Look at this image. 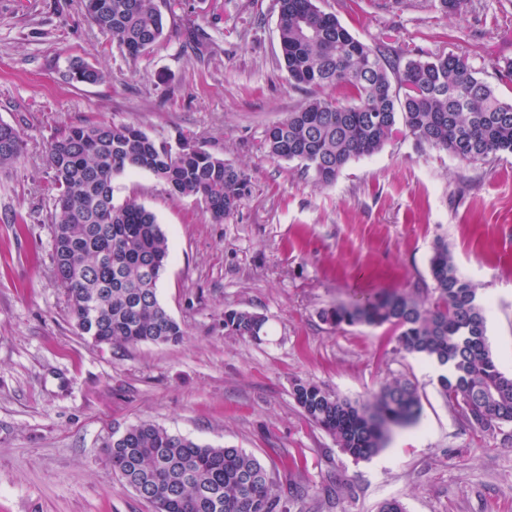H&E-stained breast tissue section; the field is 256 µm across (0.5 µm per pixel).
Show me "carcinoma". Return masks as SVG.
I'll return each mask as SVG.
<instances>
[{"label": "carcinoma", "mask_w": 512, "mask_h": 512, "mask_svg": "<svg viewBox=\"0 0 512 512\" xmlns=\"http://www.w3.org/2000/svg\"><path fill=\"white\" fill-rule=\"evenodd\" d=\"M317 0H277L282 64L305 102L265 130L273 160L299 162L329 185L354 159L380 151L404 131L461 160L512 154V102L475 76L462 55L403 60L401 49L356 39ZM90 23L136 59L164 36L157 0H85ZM69 80L97 84L106 74L84 62ZM23 143L0 124V168L15 164ZM53 199V264L66 288L76 328L109 346L175 344L185 331L163 308L158 283L169 243L155 215L134 200L117 204L112 179L151 173L169 190L200 201L215 223L229 219L251 192L245 172L206 150L158 141L127 123L71 126L48 145ZM432 288L423 296L381 292L321 312L340 327L389 325L399 353L449 366L438 384L446 403L475 430L512 424V376L502 372L485 339L483 307L438 243L429 260ZM264 318L224 309V332L259 341ZM293 396L306 418L354 460L379 453L392 429L415 423L418 387L399 377L371 400L352 402L313 381L297 379ZM121 479L159 512H286L274 477L253 454L216 448L140 421L109 445Z\"/></svg>", "instance_id": "obj_1"}]
</instances>
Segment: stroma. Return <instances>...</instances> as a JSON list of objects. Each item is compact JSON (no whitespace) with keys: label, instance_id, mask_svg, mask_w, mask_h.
<instances>
[{"label":"stroma","instance_id":"35a3bbf8","mask_svg":"<svg viewBox=\"0 0 512 512\" xmlns=\"http://www.w3.org/2000/svg\"><path fill=\"white\" fill-rule=\"evenodd\" d=\"M362 42L406 57L466 56L512 101V0H317ZM163 39L130 58L92 26L83 0H0V123L24 152L0 170V512H153L112 469L107 446L149 421L241 448L280 489L297 463L306 495L289 512H512V425L470 429L438 392L430 361L396 352L386 326L334 327L322 310L362 293L430 287L445 241L477 288L499 368L512 374V155L467 163L397 134L322 186L265 156L268 126L304 100L281 67L276 0H159ZM81 59L107 74L69 82ZM88 122L192 138L240 167L252 191L212 223L146 171L114 177L115 203L151 211L170 244L161 305L179 344H96L75 326L52 260L47 148ZM264 317L260 342L224 333V310ZM418 386L421 412L393 429L387 465L342 454L292 395L302 378L363 402L392 378Z\"/></svg>","mask_w":512,"mask_h":512}]
</instances>
